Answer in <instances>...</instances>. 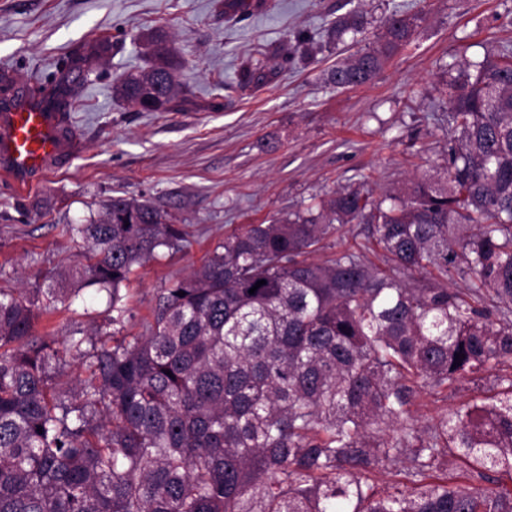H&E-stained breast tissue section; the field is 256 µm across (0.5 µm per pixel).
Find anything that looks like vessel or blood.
<instances>
[{"instance_id": "1", "label": "vessel or blood", "mask_w": 512, "mask_h": 512, "mask_svg": "<svg viewBox=\"0 0 512 512\" xmlns=\"http://www.w3.org/2000/svg\"><path fill=\"white\" fill-rule=\"evenodd\" d=\"M67 116L42 98L0 104V171L20 190L68 157Z\"/></svg>"}]
</instances>
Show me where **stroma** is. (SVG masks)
<instances>
[{
  "label": "stroma",
  "instance_id": "obj_1",
  "mask_svg": "<svg viewBox=\"0 0 512 512\" xmlns=\"http://www.w3.org/2000/svg\"><path fill=\"white\" fill-rule=\"evenodd\" d=\"M374 41L393 10L427 20L372 81L338 89L324 80L351 39L313 50L265 81L224 91L262 45L294 42L352 8ZM163 29L179 55L182 94L165 112H138L112 86L149 60ZM111 51L82 78L60 84L65 64L100 40ZM512 46V0H267L226 19L224 0H0L2 99L63 85L73 154L17 193L0 175V289L44 288L87 250L78 229L117 197L146 200L184 225L190 243L136 267L120 293L124 336L151 320L164 288L188 275L240 224L304 210L339 187L381 195L406 183L416 157L444 163L448 67ZM276 140L267 152L263 141ZM106 293L89 288L43 314L34 332L58 341L109 332Z\"/></svg>",
  "mask_w": 512,
  "mask_h": 512
}]
</instances>
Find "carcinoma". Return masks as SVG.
I'll return each mask as SVG.
<instances>
[{
    "mask_svg": "<svg viewBox=\"0 0 512 512\" xmlns=\"http://www.w3.org/2000/svg\"><path fill=\"white\" fill-rule=\"evenodd\" d=\"M260 6L224 0V14ZM422 20L382 18L328 82L371 81ZM365 31L352 10L325 37ZM178 69L160 49L113 92L165 112ZM446 85L445 163L380 199L342 188L225 233L139 336L58 347L32 329L93 286L124 325L133 268L188 243L146 200L114 198L79 228L91 247L57 287L0 290V512H512V489L496 488L512 480V47ZM333 237L340 248L318 258ZM69 357L90 358L89 375L55 381ZM493 370L492 397L412 410Z\"/></svg>",
    "mask_w": 512,
    "mask_h": 512,
    "instance_id": "carcinoma-1",
    "label": "carcinoma"
}]
</instances>
